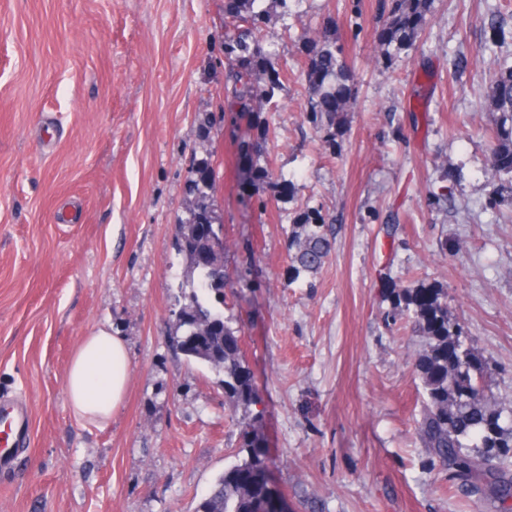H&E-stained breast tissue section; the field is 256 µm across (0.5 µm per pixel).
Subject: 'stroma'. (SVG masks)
I'll list each match as a JSON object with an SVG mask.
<instances>
[{"instance_id":"35a3bbf8","label":"stroma","mask_w":512,"mask_h":512,"mask_svg":"<svg viewBox=\"0 0 512 512\" xmlns=\"http://www.w3.org/2000/svg\"><path fill=\"white\" fill-rule=\"evenodd\" d=\"M265 7L282 83L270 111L226 116L224 0H0V396L31 414L0 512H194L236 462L246 413L285 512H471L416 432L412 357L428 341L394 291L439 289L512 404V177L492 181L485 134L512 8L431 0L420 39L387 61L383 0ZM305 30L336 39L355 74L332 137L293 78L307 57L288 34ZM261 136L273 183L238 155ZM202 162L230 244L224 319L260 393L246 409L172 344L190 278L177 226ZM309 207L334 249L299 274L289 244ZM101 328L124 338L130 377L97 428L65 377Z\"/></svg>"}]
</instances>
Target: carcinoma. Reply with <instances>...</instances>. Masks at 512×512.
Returning a JSON list of instances; mask_svg holds the SVG:
<instances>
[{
	"mask_svg": "<svg viewBox=\"0 0 512 512\" xmlns=\"http://www.w3.org/2000/svg\"><path fill=\"white\" fill-rule=\"evenodd\" d=\"M264 0H225L229 32L226 54L236 60L228 78L234 89L224 104L226 112H262L280 86L257 36L265 18ZM429 0H388L386 19L376 40L389 57L412 46L425 25ZM307 45L305 76L306 116L328 135L355 96L342 49L335 40L303 35ZM488 111L498 115L492 174L512 173V66L490 73ZM263 145L258 140L243 145L254 177L273 182V172L258 165ZM189 189L198 196L188 222L179 225L176 247L189 261V302L180 311L173 346L185 359L216 373L230 402L250 406L259 401L254 376L246 363L237 331L224 321V288L230 276L212 250L205 225L214 223L210 191L212 172L203 163L190 171ZM292 260L300 272L316 273L331 253L326 224L316 213L306 216L294 235ZM399 300L413 307L414 326L432 340L416 355L414 366L424 392V408L417 433L442 466L469 477L468 496L473 512H481L486 498L512 501V409L489 393L487 368L482 356L459 328L449 330L448 303L436 288H402ZM259 417L237 421L240 451L236 463L224 470L198 502L195 512H284L283 494L268 477L269 458L259 430ZM468 448L479 452L470 454Z\"/></svg>",
	"mask_w": 512,
	"mask_h": 512,
	"instance_id": "carcinoma-1",
	"label": "carcinoma"
}]
</instances>
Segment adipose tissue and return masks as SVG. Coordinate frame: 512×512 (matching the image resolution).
I'll return each instance as SVG.
<instances>
[{
    "label": "adipose tissue",
    "instance_id": "adipose-tissue-1",
    "mask_svg": "<svg viewBox=\"0 0 512 512\" xmlns=\"http://www.w3.org/2000/svg\"><path fill=\"white\" fill-rule=\"evenodd\" d=\"M129 371L121 337L105 330L83 337L66 377L74 415L96 426L109 422L125 398Z\"/></svg>",
    "mask_w": 512,
    "mask_h": 512
}]
</instances>
